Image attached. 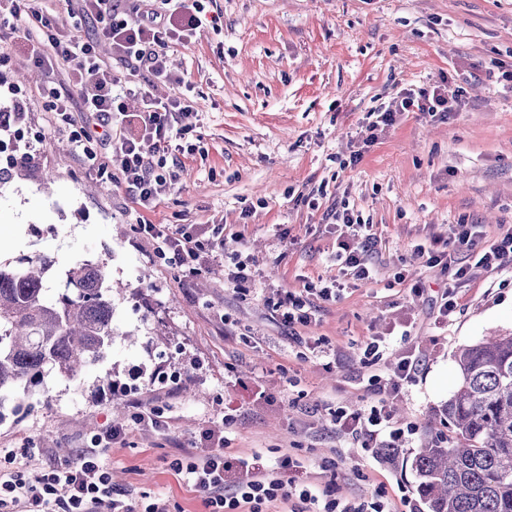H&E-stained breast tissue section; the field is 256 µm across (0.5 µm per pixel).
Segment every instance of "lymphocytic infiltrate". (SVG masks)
<instances>
[{
	"instance_id": "f902f5d3",
	"label": "lymphocytic infiltrate",
	"mask_w": 512,
	"mask_h": 512,
	"mask_svg": "<svg viewBox=\"0 0 512 512\" xmlns=\"http://www.w3.org/2000/svg\"><path fill=\"white\" fill-rule=\"evenodd\" d=\"M45 2L0 0V44L20 48L35 67L53 60L63 65L67 84L62 89L48 88L50 112L56 127L69 129L82 165L100 174L113 171L116 185L132 194L141 209L134 218L135 232L152 240L170 266L190 267L206 250L222 249L223 239L205 244L184 227L154 224L143 217L179 180L167 154L185 131L181 117L194 110L187 95L157 99L147 85L171 82L168 53L194 36L206 10L205 0H65L69 18L93 20L96 34L88 38L61 37L60 20ZM104 40L133 74L118 89L99 76V45ZM130 96L143 102L140 113H129L126 99ZM458 105L457 90L444 83L430 90H401L370 123L367 141L375 143L404 113L434 115L455 111ZM76 108L95 117V128H73L71 113ZM107 146L112 149L108 157L101 153ZM336 221L350 230L347 240L340 243L337 261L352 279L370 281V254L377 244L371 225L347 209L337 213ZM451 243L454 249L469 252L475 267L500 270L512 265V231L485 240L474 225L458 224ZM419 365L416 358L401 360L394 379L380 387L373 405L338 408L334 424L355 436L380 439L391 422L390 395L413 380ZM104 454V449L86 448L42 469L17 467L12 451H5L0 456V512H169L167 501L161 498L142 511L127 503L121 489L112 485V474L102 462ZM300 466V461L285 455L268 469L254 458L226 456L220 447L189 464H172L174 470L183 471L206 512H262L264 503L279 498L291 502V512H385L375 502L340 503L329 498L326 490L296 483L291 473ZM235 468L246 479L228 494L224 475Z\"/></svg>"
}]
</instances>
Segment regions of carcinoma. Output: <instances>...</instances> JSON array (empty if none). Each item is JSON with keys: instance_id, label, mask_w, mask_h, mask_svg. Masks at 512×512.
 <instances>
[{"instance_id": "carcinoma-1", "label": "carcinoma", "mask_w": 512, "mask_h": 512, "mask_svg": "<svg viewBox=\"0 0 512 512\" xmlns=\"http://www.w3.org/2000/svg\"><path fill=\"white\" fill-rule=\"evenodd\" d=\"M54 261L0 266V422L5 402L51 376L76 381L105 362L119 333L105 265L72 262L53 299L43 280ZM461 384L441 406L438 437L412 459L415 493L428 512H512V335L458 350Z\"/></svg>"}]
</instances>
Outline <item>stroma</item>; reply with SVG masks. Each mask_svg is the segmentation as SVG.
I'll return each mask as SVG.
<instances>
[{
  "instance_id": "1",
  "label": "stroma",
  "mask_w": 512,
  "mask_h": 512,
  "mask_svg": "<svg viewBox=\"0 0 512 512\" xmlns=\"http://www.w3.org/2000/svg\"><path fill=\"white\" fill-rule=\"evenodd\" d=\"M195 37L170 53L186 75L195 112L179 153L180 181L146 217L180 224L207 241L224 230V254L198 273L171 268L152 241L134 233L131 195L86 171L69 133L48 124L46 85L64 70L32 69L0 47V91L20 85L26 135L42 136L34 161L0 181V225L20 224L19 242L0 250V265L46 256L56 294L78 259L105 264L113 281L138 288L116 300L115 324L136 332L116 340L107 364L82 384L48 379V401L20 400L0 423V448L44 465L89 447L106 426L127 434L105 458L113 483L146 506L166 499L170 512H201L193 489L168 463L192 457L203 431L224 437L231 457L288 453L304 468L297 482L329 487L340 502L383 503L387 512H422L410 469L373 454L334 426L330 407L374 397L371 375L388 380L403 358L421 370L390 401L391 442L404 455L436 436L451 437L439 410L456 391L455 352L490 334L512 333V269H472L448 322L437 319L449 277L427 266L415 244L448 239L454 224L480 225L486 239L512 229V0H210ZM462 87L458 111L440 118L405 113L366 151L369 113L397 91ZM363 146V145H362ZM56 186L44 191L42 177ZM318 208H309L306 197ZM349 206L373 226L375 272L363 285L336 263L343 229L332 214ZM256 271L247 290L226 274L235 254ZM344 280L338 300H323L314 321L285 325L279 290L304 294ZM382 358L363 355L371 337ZM179 379L163 381L165 363ZM125 405L161 411L166 429L116 417L108 378ZM266 398L252 399L254 388ZM235 422L224 428L225 414Z\"/></svg>"
}]
</instances>
